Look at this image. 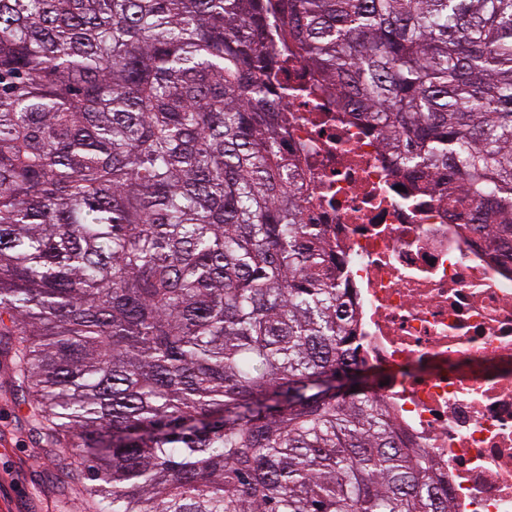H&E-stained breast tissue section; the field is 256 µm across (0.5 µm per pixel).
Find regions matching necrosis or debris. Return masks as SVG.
I'll return each instance as SVG.
<instances>
[{
	"label": "necrosis or debris",
	"mask_w": 512,
	"mask_h": 512,
	"mask_svg": "<svg viewBox=\"0 0 512 512\" xmlns=\"http://www.w3.org/2000/svg\"><path fill=\"white\" fill-rule=\"evenodd\" d=\"M280 61L299 88L285 146L341 264L373 392L438 459L457 512H512V253L470 233L466 207L401 190L376 131L296 57Z\"/></svg>",
	"instance_id": "obj_1"
}]
</instances>
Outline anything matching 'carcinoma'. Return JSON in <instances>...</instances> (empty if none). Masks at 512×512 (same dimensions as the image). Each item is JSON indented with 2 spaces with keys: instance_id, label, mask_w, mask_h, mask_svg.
<instances>
[{
  "instance_id": "obj_1",
  "label": "carcinoma",
  "mask_w": 512,
  "mask_h": 512,
  "mask_svg": "<svg viewBox=\"0 0 512 512\" xmlns=\"http://www.w3.org/2000/svg\"><path fill=\"white\" fill-rule=\"evenodd\" d=\"M0 0V365L93 512H454L358 369L274 43L512 242V0Z\"/></svg>"
}]
</instances>
